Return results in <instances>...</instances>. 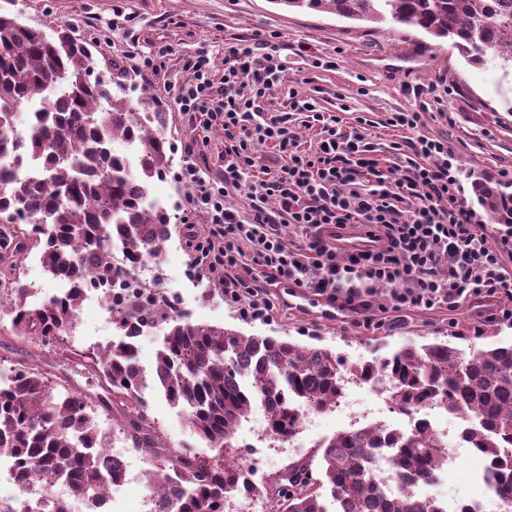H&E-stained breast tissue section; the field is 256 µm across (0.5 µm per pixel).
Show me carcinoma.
Masks as SVG:
<instances>
[{
	"label": "carcinoma",
	"instance_id": "obj_1",
	"mask_svg": "<svg viewBox=\"0 0 512 512\" xmlns=\"http://www.w3.org/2000/svg\"><path fill=\"white\" fill-rule=\"evenodd\" d=\"M293 10L337 15L361 23L392 22L448 39L471 64L500 60L512 67V0H272ZM112 80L94 75L92 44L58 24L55 36L0 11V283L11 288L13 335L65 353V359L101 383L94 398L70 386L69 378L36 359L0 363V454L23 479L47 476L68 495L42 492L0 503V512H71L76 499L87 512L119 482L117 465L104 464L110 433L101 421L120 423L125 440L158 462L149 486L155 512H224V500L244 477L238 461L207 464L191 448H171L145 411V378L135 345L121 341L89 356L70 343L80 298L89 278L119 275L112 252L134 267L158 257L171 236L170 216L146 204L150 187L170 170V145L160 131L165 113L151 98L137 102L113 94L125 69L112 64ZM34 100L37 120L16 130L17 110ZM135 144L137 163L114 144ZM493 222L503 219L504 197L478 188ZM47 225L36 234L32 219ZM41 249L47 272L72 284L63 298L35 304L21 276L25 256ZM121 327L165 329L153 369L157 389L181 408L190 428L218 452L253 407L267 408V432L291 439L303 408L334 405L342 381H383L396 408L411 412L430 403L465 423L463 436L487 466L483 482L512 502V344L464 351L447 340L407 344L393 353L349 363L332 350L275 336H246L224 327L192 323L173 306L139 291L112 297ZM105 419H100V416ZM384 428L341 433L318 444L321 478L311 463H294L269 490L277 512H327L323 498L344 512H442L438 500H420L410 481L435 478L448 469L442 442L424 424L393 433L399 467L391 485L376 477L370 450Z\"/></svg>",
	"mask_w": 512,
	"mask_h": 512
}]
</instances>
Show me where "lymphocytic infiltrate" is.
Returning a JSON list of instances; mask_svg holds the SVG:
<instances>
[{"label":"lymphocytic infiltrate","instance_id":"f902f5d3","mask_svg":"<svg viewBox=\"0 0 512 512\" xmlns=\"http://www.w3.org/2000/svg\"><path fill=\"white\" fill-rule=\"evenodd\" d=\"M282 45L280 33L268 30L225 44L218 83L207 53L186 63L173 104L203 149L175 178L193 188L188 208L207 217L194 245L197 265L223 271L224 294L246 318L268 316L271 289L288 281L368 324L379 287L396 309L453 311L506 298L497 318L512 323V272L503 264L512 255V224L486 233L489 217L464 202L447 139L419 134L421 111L392 113L388 126L405 136L393 145L397 166L384 171L365 117L342 130L339 116L322 111L300 85L288 90V111L267 109L288 68ZM296 115L319 127L314 142L298 138L290 124ZM215 131L221 142L212 152ZM239 196L247 210L236 206Z\"/></svg>","mask_w":512,"mask_h":512}]
</instances>
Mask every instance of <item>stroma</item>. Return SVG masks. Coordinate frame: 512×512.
Wrapping results in <instances>:
<instances>
[{"label": "stroma", "instance_id": "35a3bbf8", "mask_svg": "<svg viewBox=\"0 0 512 512\" xmlns=\"http://www.w3.org/2000/svg\"><path fill=\"white\" fill-rule=\"evenodd\" d=\"M0 8L20 14L32 25L51 28L66 23L77 34L94 38L96 70L107 78L112 75L113 61L130 68L143 56H153L157 73L145 81L137 75L127 79L123 95L135 100L146 92L165 104L164 135L174 146L172 173L153 181L151 197L173 216L172 234L160 252L167 269L163 287L180 308L192 311L194 322L232 328L248 336H278L327 347L351 362L437 338L453 340L463 349L512 344V323L491 318L501 305L500 299L492 297L466 303L454 312L444 308L394 311L388 309L386 293L379 288L373 295L375 304L385 309L379 328L355 323L349 313L328 321L316 310L292 309L279 300L268 319H244L225 299L219 274L195 267L190 234L201 231L204 218L186 211L189 190L173 177L187 160L186 147L193 139L186 120L170 102L187 77V60L207 52L220 73L226 43L258 30H277L288 45V71L285 85L276 87L271 96L272 108L287 110L288 83L305 80L325 111L342 114L347 121L358 115L372 120L370 134L379 145L383 167H392L390 144L397 139L396 131L384 126L389 114L418 108L420 102L429 101L431 90L450 88L444 105L447 118H438L436 108L430 107L419 132L447 138L464 198L468 204H477L473 182L492 186L499 170H512V73H505L499 62L473 66L447 40L418 30L290 10L271 0H0ZM303 44L317 53L336 56V68L306 65L298 52ZM411 53L424 60L420 73L407 68L405 57ZM361 86L366 89L362 95L357 92ZM144 397L156 428L170 447L193 448L202 461L211 460V448L192 434L177 408L153 390H145ZM338 426L335 413H315L312 427L303 435L304 447L293 448L266 437L263 416L255 409L242 422L233 446L263 488L286 465L310 459L313 445L333 437ZM482 467L480 460L462 453L445 472L437 494L463 501L474 497L482 487Z\"/></svg>", "mask_w": 512, "mask_h": 512}]
</instances>
